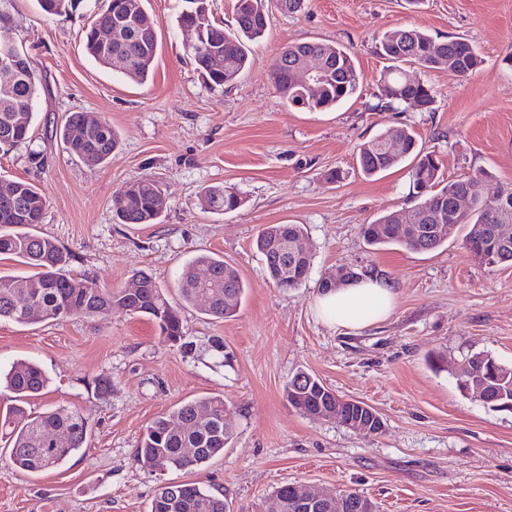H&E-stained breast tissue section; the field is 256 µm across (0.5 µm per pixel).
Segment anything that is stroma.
I'll return each mask as SVG.
<instances>
[{"mask_svg": "<svg viewBox=\"0 0 512 512\" xmlns=\"http://www.w3.org/2000/svg\"><path fill=\"white\" fill-rule=\"evenodd\" d=\"M105 0L44 15L37 0H0L9 35L42 76L32 139L0 149V181H28L47 198L39 235L71 256L63 269L105 288L128 287L141 271L176 297L182 267L219 255L245 285L235 317L218 321L182 310L192 351L180 352L148 317L104 310L94 317L19 324L0 321V367L31 360L46 372L43 394L25 409L64 408L87 421L83 449L58 468L29 475L0 457V512H149L161 481H196L224 494L233 512H263L287 483L353 490L379 512H512V413L463 396L454 373L468 352L512 364V265L475 259L462 239L429 252L378 250L360 234L388 211L414 204L409 163L365 177L360 144L406 126L436 151L444 177L483 169L486 193L512 185V0H305L285 13L267 0L268 32L252 48L248 71L217 86L197 71L188 46L195 32L178 23L185 0H144L160 23L152 78L135 83L96 64L82 34ZM416 25L437 37L461 36L483 58L467 77L423 71L435 109H381V36ZM347 48L363 77L357 96L312 112L276 94L272 64L293 42ZM109 121L121 143L91 168L65 149L66 115ZM341 171L339 182L325 178ZM151 178L165 204L158 223H120L112 197L125 183ZM233 188L240 209L201 206L206 187ZM303 225L313 254L308 280L278 287L253 241L262 225ZM360 263L389 281L396 303L383 321L337 331L313 310L317 280ZM224 340L223 357L208 347ZM340 396L374 407L384 428L350 429L311 420L286 401L298 371ZM223 398L235 431L223 457L201 469L158 476L136 461L138 440L176 404Z\"/></svg>", "mask_w": 512, "mask_h": 512, "instance_id": "obj_1", "label": "stroma"}]
</instances>
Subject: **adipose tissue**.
<instances>
[{"label": "adipose tissue", "instance_id": "adipose-tissue-1", "mask_svg": "<svg viewBox=\"0 0 512 512\" xmlns=\"http://www.w3.org/2000/svg\"><path fill=\"white\" fill-rule=\"evenodd\" d=\"M394 303L395 292L390 284L365 278L336 291L317 295L314 312L329 328L360 331L384 320Z\"/></svg>", "mask_w": 512, "mask_h": 512}]
</instances>
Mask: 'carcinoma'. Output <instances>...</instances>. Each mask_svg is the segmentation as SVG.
<instances>
[{
    "label": "carcinoma",
    "instance_id": "cac0c4a2",
    "mask_svg": "<svg viewBox=\"0 0 512 512\" xmlns=\"http://www.w3.org/2000/svg\"><path fill=\"white\" fill-rule=\"evenodd\" d=\"M132 0H106V8L91 22L84 34L87 54L98 64L106 58H124L128 67L119 70L124 77L146 82L153 74L158 50L159 22L138 0L131 15L132 26L114 29L113 15L126 9ZM236 28L224 30L208 23L199 39L200 48L191 49L197 71L215 85H232L249 66L250 44L263 38L268 28L264 0H236ZM112 29V39L104 41L100 31ZM217 49L224 55V70L211 68L209 53ZM380 55L388 60L379 78V102L407 103L422 112L434 110L435 91L427 83L410 77L402 67L411 63L429 71H448L463 77L482 62L476 48L467 39L451 36L440 40L425 29L408 25L385 33L379 44ZM302 54L325 58L329 76L313 87L296 84L293 64ZM19 76L11 98L0 100V145L15 146L31 139L30 130L36 108L41 78L28 58L18 61ZM272 78L279 97L290 105H304L309 111L335 107L357 94L362 76L350 54L341 47L318 42H295L284 47L272 65ZM401 145L392 152L380 135L361 144L358 163L367 177L376 176L413 158L411 180L417 202L406 209L405 220L387 212L371 224L361 227L368 246L399 245L413 251H431L456 237L460 227L468 226L463 245L477 255L492 253L494 244L486 234L493 224H512V187L499 189L493 195L484 192L488 175L476 172L448 180L441 173V163L433 151L418 146L414 132L399 129ZM62 141L68 152L86 165L99 167L111 159L118 146V135L106 120L87 112L71 113L62 128ZM159 185L141 179L123 185L113 197V207L124 224H155L160 212L155 208ZM14 200L3 202L0 196V254H9L36 269L26 277L0 276V320L31 324L68 317V311L90 317L101 310H117L146 316L154 320L164 341L185 349V328L181 307L199 300L210 289L217 295L205 308L208 316L226 320L234 317L245 288L237 271L224 259L197 255L183 267L178 300L172 301L154 279L138 274L142 288L136 293L126 289L102 288L92 280L72 278L62 273L70 256L54 240L30 232L42 223L47 199L36 187L25 181L13 184ZM458 196L468 199L467 211L456 213L448 201ZM204 201L217 213H229L242 205V198L231 188L210 186ZM405 222L413 232L402 235L398 224ZM304 236L299 224H273L261 229L255 246L269 277L280 288H294L309 277L311 255H293L295 243ZM204 266L210 280L202 282L195 269ZM234 296L233 304L224 306V292ZM25 295L28 307L19 309L14 298ZM472 367L466 383L457 384L466 396L487 395L484 406L493 411H512V365L492 354L479 351L465 356ZM5 388L18 404L0 417V438L4 439L10 464L27 473L52 470L83 447L87 434L85 419L76 411L49 410L31 414L19 406L42 394L47 386L43 369L32 361L19 360L3 374ZM319 379L305 371L296 372L284 386V397L300 414L311 419L327 393L315 389ZM224 399L205 397L180 403L170 415H161L148 425L138 442L136 459L145 470L162 475L171 470H195L224 456L234 430L224 422ZM193 448V455L183 451ZM150 512H228L224 495L197 482L161 484L151 502Z\"/></svg>",
    "mask_w": 512,
    "mask_h": 512
}]
</instances>
